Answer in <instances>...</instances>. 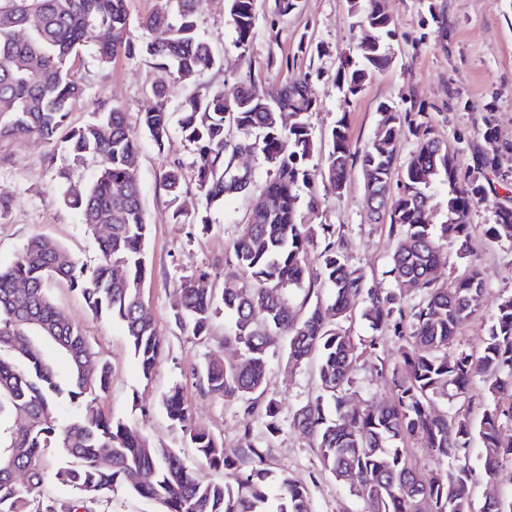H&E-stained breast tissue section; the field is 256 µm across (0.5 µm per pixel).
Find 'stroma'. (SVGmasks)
<instances>
[{
    "mask_svg": "<svg viewBox=\"0 0 512 512\" xmlns=\"http://www.w3.org/2000/svg\"><path fill=\"white\" fill-rule=\"evenodd\" d=\"M290 14H277L274 0H257V19L248 49L236 46V33L227 20L226 0H199L200 38L211 48L215 64L204 76L179 79L157 68L144 53L117 57L101 64L97 41L88 39L74 62L84 93L69 112L67 125L89 123L98 103L121 107L139 140L138 160L132 171L151 226L146 242L149 272L143 290L156 327L167 342L152 380H145L129 349L121 327L94 317L81 296L62 283L50 286L56 306L90 339L112 364V384L102 399L104 411L130 422L158 445L175 449L191 459L192 450L171 425L162 406L164 394L181 386L193 424L220 436L227 449L252 446L262 449L263 468L282 473L307 487L311 512H369L368 504L342 483L320 470L311 439L292 425L295 411L318 389L315 362L287 365L282 353L267 363L266 394L280 407L279 429L268 433L261 413H245L238 401H225L201 392L193 369L209 351L224 341L223 321H216L213 337L202 343L180 335L169 315L186 279L207 274L210 285L223 287L232 269L227 261L247 218L259 200L251 192L227 200L208 214L210 229L199 232L193 223L170 221L171 205L163 178L172 164H179L188 210L201 203L193 191L197 154L171 126L164 146L142 132V112L155 103L158 86L167 89L166 106L179 118L183 101L212 89H232L251 84L263 91L278 90L297 75L307 76L316 106L310 117L315 134L330 130L346 118L354 148H364L373 138L381 112L390 106L413 113L427 122L438 139L458 143V175L480 177L485 190L471 207L473 236L466 254L449 248L448 260L435 275L448 283L467 266L481 267L488 279L478 311L463 325L454 349L478 350L484 332L501 298L512 295V240L488 241L485 230L495 221L498 205L512 204V0H382L392 20V60L376 73L362 94L345 100L338 88L336 71L341 61L354 58L362 31L351 13L350 0H297ZM492 119L497 144L489 146L481 136L485 119ZM495 152L496 165L480 168L484 153ZM68 169L69 183H61L59 169ZM96 161L72 163L61 151L41 138L0 139V190L13 197L9 213L0 218V265L11 263L35 235L56 240L72 255L88 264L98 259L95 237L82 224L76 210L65 206L66 187L83 189L94 179ZM316 194L317 212H302L303 223L332 224L336 238L345 244L349 264L360 269L371 288L385 293L393 283L387 273L392 250L389 218L369 219L360 168H353L342 193L335 194L314 180L301 188V196ZM351 335L376 339L377 351L354 368L346 398L359 407L389 400L391 371L398 360L400 342L394 328L372 331L360 318L347 321Z\"/></svg>",
    "mask_w": 512,
    "mask_h": 512,
    "instance_id": "stroma-1",
    "label": "stroma"
}]
</instances>
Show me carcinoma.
I'll list each match as a JSON object with an SVG mask.
<instances>
[{
	"instance_id": "obj_1",
	"label": "carcinoma",
	"mask_w": 512,
	"mask_h": 512,
	"mask_svg": "<svg viewBox=\"0 0 512 512\" xmlns=\"http://www.w3.org/2000/svg\"><path fill=\"white\" fill-rule=\"evenodd\" d=\"M227 5L237 45L244 50L255 26V0H227ZM351 9L373 41L360 42L359 61L338 69L344 95L355 98L391 62L385 42L391 19L380 0H351ZM158 28L166 29L167 37L135 45L126 0H0V138L36 135L57 143L70 105L82 95L72 58L93 33L99 35L103 64L137 49L181 79L214 66L209 47L197 37L196 0H163L142 21L147 32ZM155 96L156 106L141 114L140 123L161 145L169 132L165 88H157ZM314 106L304 77L275 97L241 84L185 100L181 132L196 146L195 188L204 209L255 187L250 170L225 161L229 147L234 155L261 153L274 176L261 188L263 205L252 211L233 244V263L246 283L212 288L205 273L184 282L170 322L181 334L206 341L219 316L232 317L224 351L209 352L194 376L208 393L246 403L249 413L257 409L254 395L267 390L269 355L281 350L294 366L317 359L319 390L295 411L293 426L313 440L321 470L348 485L371 512H474L476 489L500 481L503 469L512 466V440L501 435L503 423L512 422V296L501 299L479 351L451 355L449 345L475 314L487 276L471 265L444 286L433 272L448 248L461 253L469 248V212L483 187L476 180L460 182L458 148L441 146L425 123L415 124L406 114L383 112L373 139L360 151L351 147L346 116L336 121L325 141L326 187L341 193L357 164L371 212L390 209L394 248L388 274L394 288L382 295L348 264L336 245L334 225L316 228L298 221V189L317 172L310 166L318 146L309 121ZM232 127L242 137L230 144L226 132ZM408 131L418 148L403 166L401 191L392 196L396 143ZM62 143L75 162L99 161L91 184L63 194V203L87 226L109 224L111 231L97 238L93 267L41 235L0 267V423H8L0 430V512H97L119 488L151 501L158 512H310L305 486L265 468L243 469V456L260 459V449L229 452L223 440L193 424L178 385L162 398L167 418L181 429L197 461L220 473L219 479L201 475L174 449L104 413L100 402L110 388L112 367L54 304L48 284L66 283L94 316L119 322L144 379L152 378L165 339L142 294L150 225L131 175L138 141L120 108L103 102L94 119L70 131ZM442 177L448 181V221L437 231L429 219L431 189ZM164 187L171 219L180 224L187 209L178 166L165 173ZM318 232L325 245L314 270L307 255ZM487 235L492 242L512 240V206H498ZM306 282L330 288L333 295L317 298L300 316L285 292ZM409 287L422 292L412 305L405 302ZM355 314L375 331L394 323L401 340L388 403L345 405L354 366L377 348L374 340L357 343L344 328ZM40 339L66 358V376L55 373ZM475 378L492 396L479 415L434 408L438 397H462ZM262 410L267 432H276L277 401L267 399ZM409 440L431 452L433 466L424 473L405 447ZM476 442L477 466L471 464ZM18 473L24 482H18ZM49 473L70 491L69 498L39 493ZM478 509L512 512V494L487 497Z\"/></svg>"
}]
</instances>
